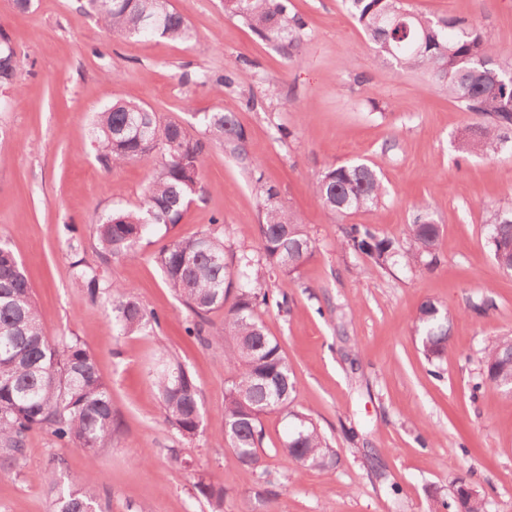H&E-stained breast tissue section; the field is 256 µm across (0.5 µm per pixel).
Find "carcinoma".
<instances>
[{"instance_id":"carcinoma-1","label":"carcinoma","mask_w":512,"mask_h":512,"mask_svg":"<svg viewBox=\"0 0 512 512\" xmlns=\"http://www.w3.org/2000/svg\"><path fill=\"white\" fill-rule=\"evenodd\" d=\"M91 9L112 32L140 37L159 36L173 41L190 37L185 17L170 0H88ZM375 51L393 59L402 71H419L439 91L451 96L466 112L485 117L459 140L458 150L498 154L512 132V67L497 59L491 34L466 19L434 21L410 12L404 0H344ZM224 11L240 19L261 38L274 43L294 61L301 55L305 22L291 12L289 0H231ZM19 61L0 44V85L16 82ZM206 130L224 143L243 166L257 169L258 153L233 112L203 115ZM91 136L97 159L105 169L131 161L160 158L147 190L133 209L115 210L96 225L98 247L104 258L133 255L159 227L181 222L194 197L202 190V162L208 142L183 124L162 122L147 108L117 100L95 113ZM323 208L345 217L377 206L384 186L379 173L366 163L327 167L315 183ZM253 192L261 203L258 231L261 251H233L225 245L224 228L216 221L195 236L173 241L156 256L165 282L192 315L186 331L208 343L229 341L225 362L233 376L224 387V445L239 463L251 468L264 485L260 498L274 493L277 479L263 459L262 417L279 413L288 420L283 445L276 449L295 463L297 471L329 469L338 453L329 447L309 415L295 409L296 378L279 342L269 336L258 313L274 305L291 312L285 291L265 289L272 276L288 280L315 252L301 217L278 203L279 191L258 177ZM487 241L496 263L512 264V206L487 210ZM409 246L381 236L367 224L342 228L337 247L386 268L402 263L415 270L437 262L440 225L425 206H417L405 227ZM91 299L112 298V324L120 335L151 332L159 315L138 302L125 284L106 280L99 269L86 264L81 240H68ZM224 310V329L210 333L208 314ZM422 353L428 361L440 358L449 339L447 313L431 300L420 304L413 320ZM45 318L14 252L0 241V469L17 467L28 440L36 431L49 432L58 442L81 449L89 468L79 475L62 476L56 468L43 474L54 491L50 512H98L93 491L99 450L112 442L116 414L109 387L95 356L75 336L49 338ZM488 381L512 378V336L489 342L482 356ZM153 382L166 421L184 438H194L203 427L199 389L181 366L160 351ZM211 512H224V487L199 483ZM457 512H487L480 496L465 485L456 490Z\"/></svg>"}]
</instances>
